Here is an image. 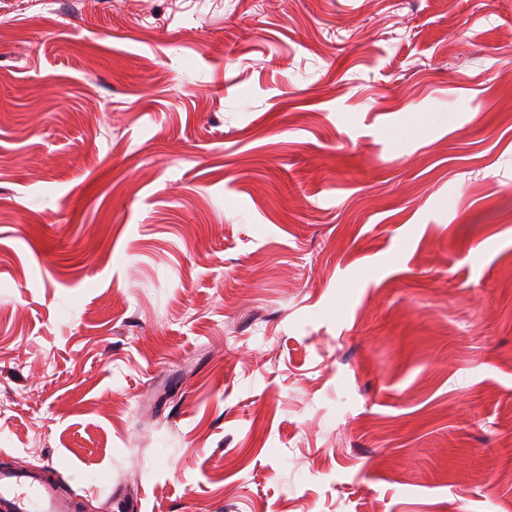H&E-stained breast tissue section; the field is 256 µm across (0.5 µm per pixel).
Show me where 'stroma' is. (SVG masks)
<instances>
[{
    "instance_id": "1",
    "label": "stroma",
    "mask_w": 512,
    "mask_h": 512,
    "mask_svg": "<svg viewBox=\"0 0 512 512\" xmlns=\"http://www.w3.org/2000/svg\"><path fill=\"white\" fill-rule=\"evenodd\" d=\"M1 464L512 512V0H0Z\"/></svg>"
}]
</instances>
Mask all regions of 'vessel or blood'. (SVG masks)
Listing matches in <instances>:
<instances>
[{"label":"vessel or blood","mask_w":512,"mask_h":512,"mask_svg":"<svg viewBox=\"0 0 512 512\" xmlns=\"http://www.w3.org/2000/svg\"><path fill=\"white\" fill-rule=\"evenodd\" d=\"M0 501L11 512H70L68 501L40 470H1Z\"/></svg>","instance_id":"1"}]
</instances>
